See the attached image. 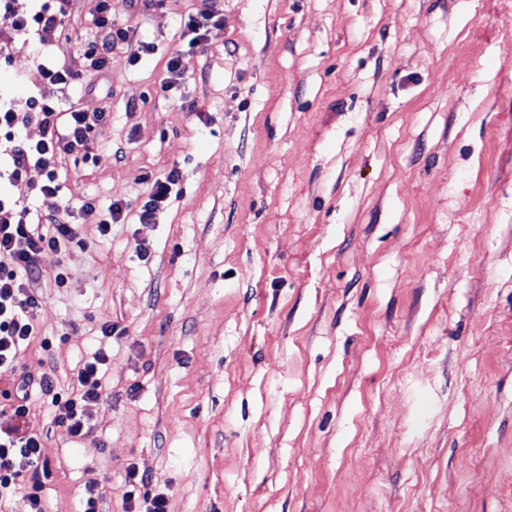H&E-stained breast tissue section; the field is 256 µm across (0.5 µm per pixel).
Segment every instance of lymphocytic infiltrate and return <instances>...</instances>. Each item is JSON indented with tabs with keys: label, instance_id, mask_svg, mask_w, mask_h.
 <instances>
[{
	"label": "lymphocytic infiltrate",
	"instance_id": "obj_1",
	"mask_svg": "<svg viewBox=\"0 0 512 512\" xmlns=\"http://www.w3.org/2000/svg\"><path fill=\"white\" fill-rule=\"evenodd\" d=\"M219 0H201L195 15L189 16L184 29L190 33L187 50L172 54L167 63L168 76L162 92H170L184 80L190 59L203 46L205 32L220 15ZM71 0H0V8L16 18L14 32L0 38V60L11 62L13 39L31 41L37 48L33 58L42 82L65 92L75 86L72 70L57 62L52 35L62 28L70 15ZM96 34L83 45L87 66L100 71L111 68L112 48L126 41L127 28L115 26L107 0H100L93 19ZM104 111L87 113L76 108L60 110L56 101L42 91L24 95L0 94V134L10 148L7 152L11 185H21L30 168H38L43 180L37 188L43 209L30 215L19 201L0 198V375L13 376L11 390L5 391L18 421H26L31 392H39L52 406L53 423L68 438L81 436L85 427V405L103 398L102 369L112 359L109 352L98 350L76 372L77 385L61 391L48 372L15 374L13 359L17 348L35 334L33 313L42 299L30 289L41 273L40 262L56 255L66 245H82L78 221L96 217L99 236L109 237L112 225L123 212L120 202L99 205L86 199L72 206L64 197L61 159L76 152L91 160L90 143L98 127L104 125ZM37 123L42 137L28 143L17 135L20 126ZM50 476L41 435L0 431V499L20 497L24 512H45L44 491Z\"/></svg>",
	"mask_w": 512,
	"mask_h": 512
}]
</instances>
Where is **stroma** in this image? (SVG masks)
I'll list each match as a JSON object with an SVG mask.
<instances>
[{"label": "stroma", "mask_w": 512, "mask_h": 512, "mask_svg": "<svg viewBox=\"0 0 512 512\" xmlns=\"http://www.w3.org/2000/svg\"><path fill=\"white\" fill-rule=\"evenodd\" d=\"M198 4L109 0L130 39L59 101L110 112L66 196L125 209L33 284L16 373L70 388L112 329L81 437L29 401L46 512L91 478L125 512L130 466L169 512H512V0H222L175 100ZM97 6L72 0L60 61ZM181 173L177 168H172L162 176L150 179L144 177V182L148 183L147 197L141 205L138 213L139 222L149 223L159 206L170 196L173 189L181 180Z\"/></svg>", "instance_id": "obj_1"}]
</instances>
